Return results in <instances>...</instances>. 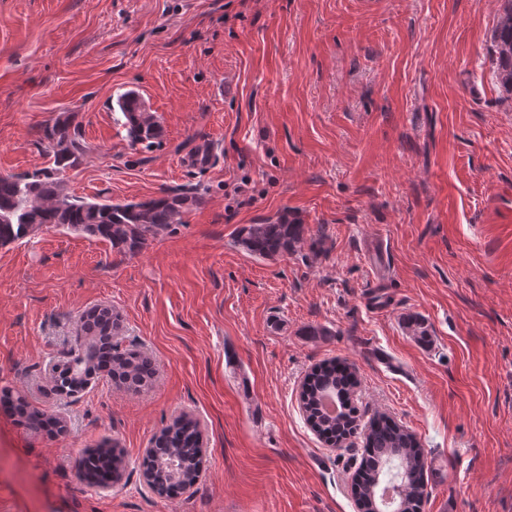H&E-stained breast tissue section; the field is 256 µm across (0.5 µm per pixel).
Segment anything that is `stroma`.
Instances as JSON below:
<instances>
[{"label":"stroma","mask_w":512,"mask_h":512,"mask_svg":"<svg viewBox=\"0 0 512 512\" xmlns=\"http://www.w3.org/2000/svg\"><path fill=\"white\" fill-rule=\"evenodd\" d=\"M499 0H0V174L49 166L44 129L77 116L76 196L203 202L137 253L45 228L0 246V392L59 432L0 410V512H358L362 439L329 447L300 385L355 364L362 416L414 432L422 512H512V101L487 54ZM164 130L131 147L119 93ZM211 149L209 162L190 157ZM317 249L251 255L237 230L281 213ZM108 306L147 391L103 377L53 391L49 361ZM423 319L429 342L406 328ZM189 415L204 464L157 494L142 461ZM116 444L109 492L79 474ZM0 403L12 415L18 416L21 419H25L30 425L34 427H42L44 423H47L50 419H53L50 415H47L42 410L31 405L28 401H22L18 398V396L4 395L3 399L0 398Z\"/></svg>","instance_id":"stroma-1"}]
</instances>
